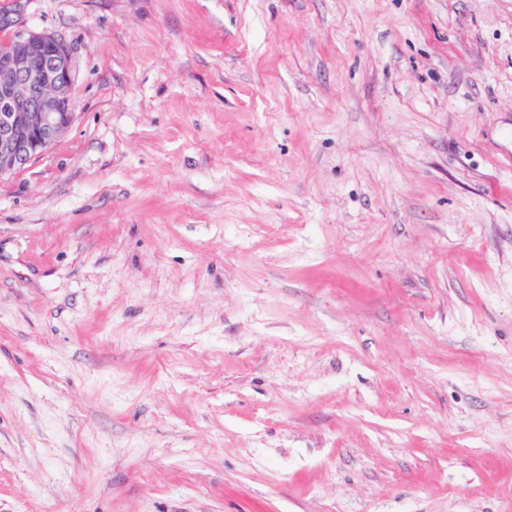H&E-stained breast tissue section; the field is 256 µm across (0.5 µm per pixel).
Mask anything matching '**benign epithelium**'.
Wrapping results in <instances>:
<instances>
[{"instance_id": "7a95c632", "label": "benign epithelium", "mask_w": 512, "mask_h": 512, "mask_svg": "<svg viewBox=\"0 0 512 512\" xmlns=\"http://www.w3.org/2000/svg\"><path fill=\"white\" fill-rule=\"evenodd\" d=\"M29 0H0V177L27 166L72 124L71 53L60 38L27 27Z\"/></svg>"}]
</instances>
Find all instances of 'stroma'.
Masks as SVG:
<instances>
[{"instance_id": "1", "label": "stroma", "mask_w": 512, "mask_h": 512, "mask_svg": "<svg viewBox=\"0 0 512 512\" xmlns=\"http://www.w3.org/2000/svg\"><path fill=\"white\" fill-rule=\"evenodd\" d=\"M75 119L0 177V512H512V0H29Z\"/></svg>"}]
</instances>
